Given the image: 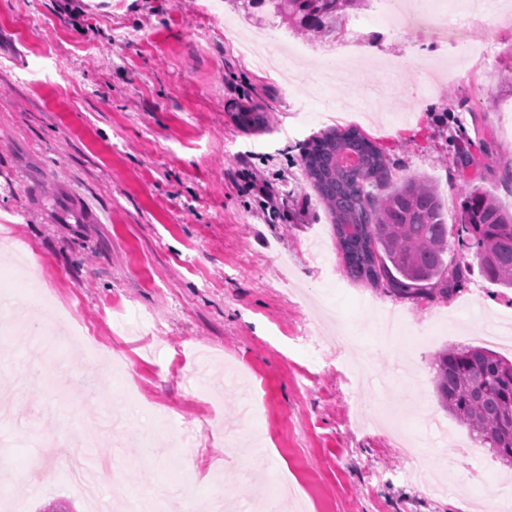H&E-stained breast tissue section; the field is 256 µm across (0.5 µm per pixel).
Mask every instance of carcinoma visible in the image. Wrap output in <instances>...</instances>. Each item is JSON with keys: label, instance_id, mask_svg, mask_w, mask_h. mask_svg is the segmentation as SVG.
Returning a JSON list of instances; mask_svg holds the SVG:
<instances>
[{"label": "carcinoma", "instance_id": "obj_1", "mask_svg": "<svg viewBox=\"0 0 512 512\" xmlns=\"http://www.w3.org/2000/svg\"><path fill=\"white\" fill-rule=\"evenodd\" d=\"M367 0H241L286 23L294 35L336 39L346 19ZM237 122L253 130L267 124L266 113L242 106ZM348 154L358 164H343ZM306 176L325 203L336 244L355 280L386 286L405 299L424 295L447 299L466 279L469 266L446 260L455 225L447 223L440 197L423 176L391 184L381 149L357 127L329 128L305 147ZM391 184L383 196L378 186ZM460 230L477 247L487 279L512 288V212L478 187L460 203ZM434 384L442 407L468 433L512 467V361L480 346L449 347L434 360Z\"/></svg>", "mask_w": 512, "mask_h": 512}]
</instances>
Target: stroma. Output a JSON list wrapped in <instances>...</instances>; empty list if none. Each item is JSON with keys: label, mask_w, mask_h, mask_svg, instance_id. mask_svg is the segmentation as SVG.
<instances>
[{"label": "stroma", "mask_w": 512, "mask_h": 512, "mask_svg": "<svg viewBox=\"0 0 512 512\" xmlns=\"http://www.w3.org/2000/svg\"><path fill=\"white\" fill-rule=\"evenodd\" d=\"M82 30L55 0H0V237L30 267L0 258V299L37 275L31 303L11 308L0 344L17 363L0 370L14 388L8 439L13 461L0 479L27 512L65 506L87 512L67 471L44 455L49 481L24 473L30 434L83 447L120 390H136V421H123L91 448L120 454L129 488L197 475L184 495L222 492L241 505L287 478L306 512H483L505 501L512 469L441 407L434 357L449 346L483 345L488 326L512 316V289L487 280L467 236L449 257L470 272L447 300L400 299L350 278L330 218L306 178L304 144L325 129L328 104H366L347 120L383 148L393 178L432 180L448 223L459 221L466 187L512 210V0H496L488 64L459 65L446 78L450 43L426 22L393 23L374 40L367 66L307 85L329 46L295 60L298 78L279 85L242 59L224 35L261 25L231 0H85ZM58 38L44 44L43 28ZM110 53H100L101 45ZM65 66H58V58ZM261 105L265 130L233 118ZM471 162H457L459 143ZM269 180L285 222L270 220L249 193L240 158ZM70 307L87 345L44 366L36 332ZM395 306L418 341L410 358L375 336L376 309ZM333 310L357 343L336 348L316 328ZM151 325L113 332L121 314ZM214 365L206 396L191 393L180 365L198 351ZM425 442L426 463L452 459L448 495L409 478L399 433ZM149 463L135 465L146 437Z\"/></svg>", "instance_id": "obj_1"}]
</instances>
